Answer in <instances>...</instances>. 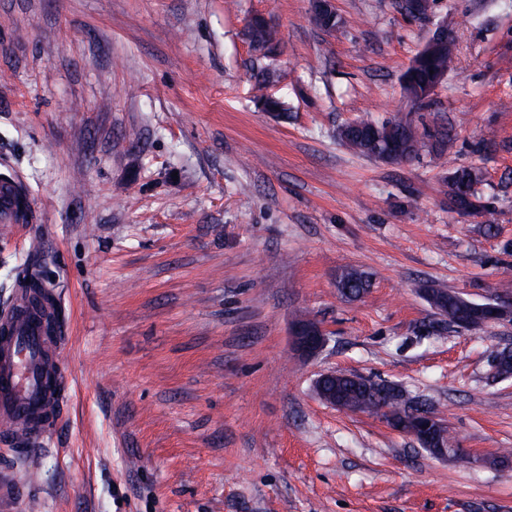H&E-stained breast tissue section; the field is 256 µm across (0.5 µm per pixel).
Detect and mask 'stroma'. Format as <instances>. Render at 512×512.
Instances as JSON below:
<instances>
[{
  "mask_svg": "<svg viewBox=\"0 0 512 512\" xmlns=\"http://www.w3.org/2000/svg\"><path fill=\"white\" fill-rule=\"evenodd\" d=\"M393 2L334 0L326 31L311 0H0V174L33 214L0 225V315L40 273L69 386L44 446L0 436V512H512V316L458 328L420 292L512 302V0ZM442 21L454 64L415 121L452 128L447 157L353 153L338 127L407 111ZM263 64L286 117L253 99ZM460 165L482 215L448 210ZM346 267L373 275L360 299ZM327 371L430 404L471 463L319 400ZM249 32L253 48L262 58L268 57L279 44L278 31L262 18L252 19ZM371 285V274L359 268H345L336 276L337 290L342 296L349 299L361 297ZM292 328L291 342L293 348L303 356H313L318 353L325 344L326 337L323 329L317 323L307 318H300Z\"/></svg>",
  "mask_w": 512,
  "mask_h": 512,
  "instance_id": "1",
  "label": "stroma"
}]
</instances>
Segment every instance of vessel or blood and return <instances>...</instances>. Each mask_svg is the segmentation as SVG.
<instances>
[{
	"instance_id": "1",
	"label": "vessel or blood",
	"mask_w": 512,
	"mask_h": 512,
	"mask_svg": "<svg viewBox=\"0 0 512 512\" xmlns=\"http://www.w3.org/2000/svg\"><path fill=\"white\" fill-rule=\"evenodd\" d=\"M17 183L0 181V223L16 224ZM63 334L45 335L41 321H0V421L12 444L39 443L62 412L66 381L59 369Z\"/></svg>"
}]
</instances>
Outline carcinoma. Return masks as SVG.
Listing matches in <instances>:
<instances>
[{
	"instance_id": "1",
	"label": "carcinoma",
	"mask_w": 512,
	"mask_h": 512,
	"mask_svg": "<svg viewBox=\"0 0 512 512\" xmlns=\"http://www.w3.org/2000/svg\"><path fill=\"white\" fill-rule=\"evenodd\" d=\"M249 32L254 50L263 58L268 57L279 44L278 31L262 18L252 19ZM453 54L454 41L450 38L433 54L422 56L417 65L406 70L401 79V89L411 108L421 110L430 106L426 96L432 73L448 72L453 63ZM270 76L271 71L267 66L256 70L255 101L265 112H282V103L265 95L264 89ZM337 135L343 145L354 153L390 164L411 162L424 152L442 157L448 152L451 142L448 127L440 125L432 129H421L412 120L411 114L403 112L383 122L359 119L353 124L347 123L338 129ZM482 182L483 175L477 167L464 166L451 171L447 176L451 209L469 216L486 212L488 205L478 193V185ZM371 285V274L359 268H345L336 276L337 290L349 299L361 297ZM27 288L31 296L30 311L33 312L45 298L46 284L34 275ZM424 290L431 294L435 301L434 309L448 324L476 329L487 323L488 317L478 313L469 316L467 322H462L463 302L457 293L433 285L424 287ZM327 385L336 388V398L345 401L353 411L380 414L385 418L398 417L408 408L417 412L433 413L430 407L413 402L403 394L397 397L388 395L385 383L362 376L352 380L338 374Z\"/></svg>"
}]
</instances>
